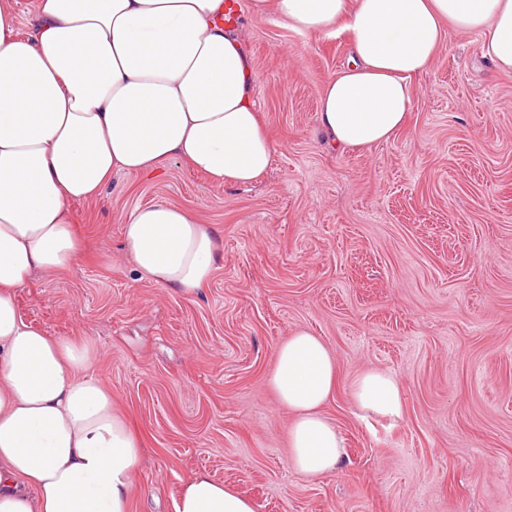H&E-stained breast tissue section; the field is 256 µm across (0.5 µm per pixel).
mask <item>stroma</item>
Listing matches in <instances>:
<instances>
[{
    "label": "stroma",
    "mask_w": 512,
    "mask_h": 512,
    "mask_svg": "<svg viewBox=\"0 0 512 512\" xmlns=\"http://www.w3.org/2000/svg\"><path fill=\"white\" fill-rule=\"evenodd\" d=\"M237 2L276 141L267 172L225 188L178 159L114 175L71 203L85 251L18 289L22 319L93 344V375L142 439L129 512H175L199 474L255 512H512V73L483 58L479 33L449 30L405 128L339 153L317 108L346 36L301 35ZM158 199L222 234L196 297L123 256L128 215ZM296 328L338 365L324 413L346 456L315 478L289 462L292 416L270 384ZM368 368L395 375L400 416L358 406L351 383Z\"/></svg>",
    "instance_id": "stroma-1"
}]
</instances>
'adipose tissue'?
Segmentation results:
<instances>
[{
    "label": "adipose tissue",
    "instance_id": "1",
    "mask_svg": "<svg viewBox=\"0 0 512 512\" xmlns=\"http://www.w3.org/2000/svg\"><path fill=\"white\" fill-rule=\"evenodd\" d=\"M230 0H33L18 31L0 0V512H129L142 442L85 369L88 342L25 323L15 301L35 274L70 269L82 240L70 211L117 173L151 175L177 158L215 186H245L269 168L275 141L253 103L257 74ZM258 18L323 37L351 55L324 86L317 125L353 151L406 125L412 81L428 71L447 27L482 36V55L512 72V0H251ZM122 250L153 283L196 295L221 255L218 232L158 200L135 209ZM336 360L298 328L277 347L271 384L294 415L290 463L318 477L345 456L323 413ZM361 408L396 417L390 371L357 375ZM175 512H255L208 476L191 479Z\"/></svg>",
    "mask_w": 512,
    "mask_h": 512
}]
</instances>
